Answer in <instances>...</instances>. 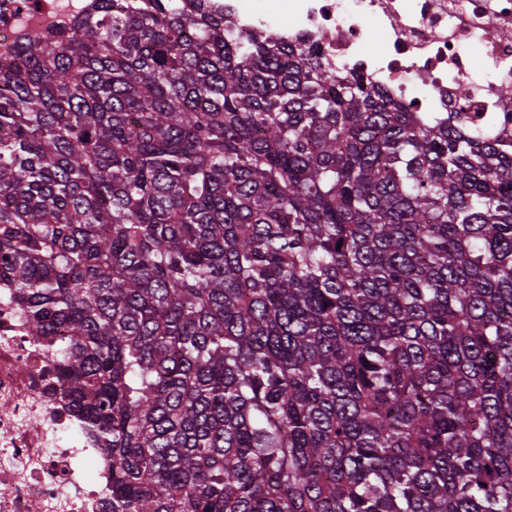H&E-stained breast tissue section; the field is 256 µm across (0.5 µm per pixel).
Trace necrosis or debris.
<instances>
[{"label": "necrosis or debris", "mask_w": 512, "mask_h": 512, "mask_svg": "<svg viewBox=\"0 0 512 512\" xmlns=\"http://www.w3.org/2000/svg\"><path fill=\"white\" fill-rule=\"evenodd\" d=\"M94 0H0V58ZM224 0L240 40L312 44L337 76L362 75L403 111L511 112L512 0ZM112 462L20 305L0 289V512H112Z\"/></svg>", "instance_id": "4bbe7bcc"}]
</instances>
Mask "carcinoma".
<instances>
[{
    "mask_svg": "<svg viewBox=\"0 0 512 512\" xmlns=\"http://www.w3.org/2000/svg\"><path fill=\"white\" fill-rule=\"evenodd\" d=\"M509 115L405 112L220 0L0 60V283L112 512H512Z\"/></svg>",
    "mask_w": 512,
    "mask_h": 512,
    "instance_id": "obj_1",
    "label": "carcinoma"
}]
</instances>
